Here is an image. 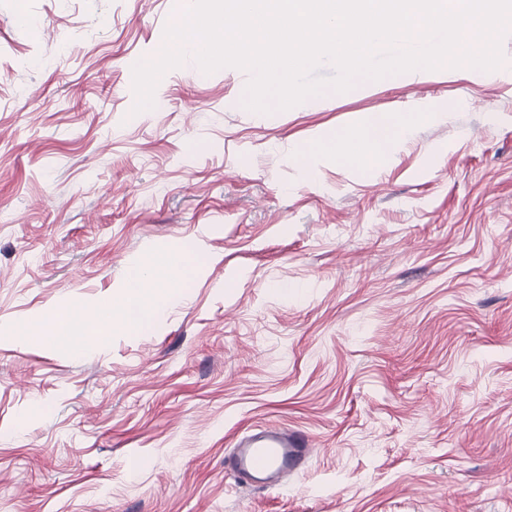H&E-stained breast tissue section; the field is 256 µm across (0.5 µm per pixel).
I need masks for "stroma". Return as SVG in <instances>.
I'll return each instance as SVG.
<instances>
[{"label": "stroma", "mask_w": 512, "mask_h": 512, "mask_svg": "<svg viewBox=\"0 0 512 512\" xmlns=\"http://www.w3.org/2000/svg\"><path fill=\"white\" fill-rule=\"evenodd\" d=\"M181 0H0V512H512V35L491 72L256 113L246 73L133 66ZM413 120L377 165L297 151ZM195 256L165 316L73 355L15 335ZM273 423L287 485L224 461ZM308 434L275 425L253 429L237 440L225 468L257 488L281 486L312 457Z\"/></svg>", "instance_id": "stroma-1"}]
</instances>
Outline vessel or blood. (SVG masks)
<instances>
[{"instance_id": "obj_1", "label": "vessel or blood", "mask_w": 512, "mask_h": 512, "mask_svg": "<svg viewBox=\"0 0 512 512\" xmlns=\"http://www.w3.org/2000/svg\"><path fill=\"white\" fill-rule=\"evenodd\" d=\"M311 447L306 433L266 425L238 439L225 467L251 486L277 487L306 464L312 456Z\"/></svg>"}]
</instances>
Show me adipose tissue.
I'll return each mask as SVG.
<instances>
[{
  "mask_svg": "<svg viewBox=\"0 0 512 512\" xmlns=\"http://www.w3.org/2000/svg\"><path fill=\"white\" fill-rule=\"evenodd\" d=\"M396 129L405 134L411 127L406 123L394 125L387 115L380 113L365 130L318 140L314 149L320 155H332L351 166L367 169L376 165L380 147ZM193 267V259L186 254L152 255L134 269L112 302L98 311L93 320L69 316L54 323L52 330L63 338L72 354H84L89 348V337L111 334L114 325L136 330L164 316L169 290L182 282Z\"/></svg>",
  "mask_w": 512,
  "mask_h": 512,
  "instance_id": "1",
  "label": "adipose tissue"
}]
</instances>
